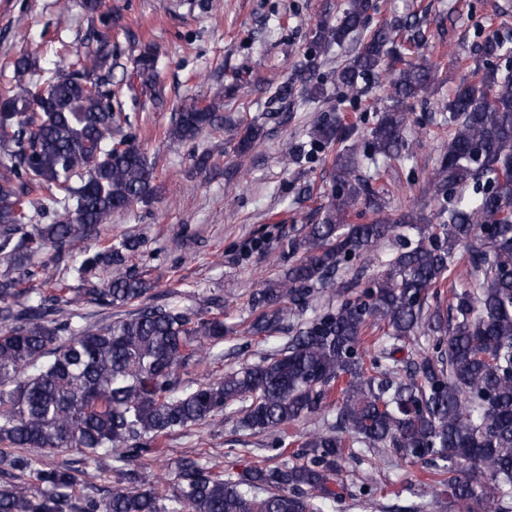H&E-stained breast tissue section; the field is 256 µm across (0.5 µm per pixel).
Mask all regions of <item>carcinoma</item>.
<instances>
[{
  "label": "carcinoma",
  "mask_w": 512,
  "mask_h": 512,
  "mask_svg": "<svg viewBox=\"0 0 512 512\" xmlns=\"http://www.w3.org/2000/svg\"><path fill=\"white\" fill-rule=\"evenodd\" d=\"M372 8L371 0H347L336 22L318 23L314 52L275 91L290 112L299 101L326 99L314 80L318 58L355 37L336 73L345 95L391 76L388 104L365 134L331 116L312 132L315 147L351 145L336 151L328 202L305 225L291 263L249 297V335H290L276 353L194 388L184 384L185 367L224 341V296L148 303L147 270L129 265L142 238L86 244L112 216L150 198L155 179L125 131L130 115L112 104L109 25L93 31L96 48L78 67L46 82L28 77L30 53L14 60V83L0 94V445L89 459L101 452L122 479L103 498L82 496L69 470L0 455L27 476L0 481V512H326L348 498L374 510L378 500L357 496L342 477L357 446L382 461L395 455L424 465L420 499L435 491L455 512H512V75L491 63L505 43L496 34L484 39L478 80L448 101V142L428 178L433 215L396 214L363 164L402 156L408 103L432 92L439 74L431 63L404 60L399 36L408 22L368 28ZM155 62L146 45L134 72L153 105ZM223 126L224 100L213 98L175 113L169 136L193 142ZM263 136L252 122L237 157ZM360 205L373 217L352 224ZM56 212L55 222L36 223ZM386 243L395 255L377 260L366 282L344 286L343 261ZM39 254L63 265L55 283L42 278L45 264L32 263ZM460 257L469 287L453 289L445 318L439 288ZM319 292L336 306L308 318ZM85 303L135 310L81 326ZM411 347L419 358L405 357ZM237 403L241 426L275 450H285L298 423L313 421L292 461L234 471L185 458L170 494L156 491L149 467L132 464L174 432L220 429L218 416Z\"/></svg>",
  "instance_id": "carcinoma-1"
}]
</instances>
